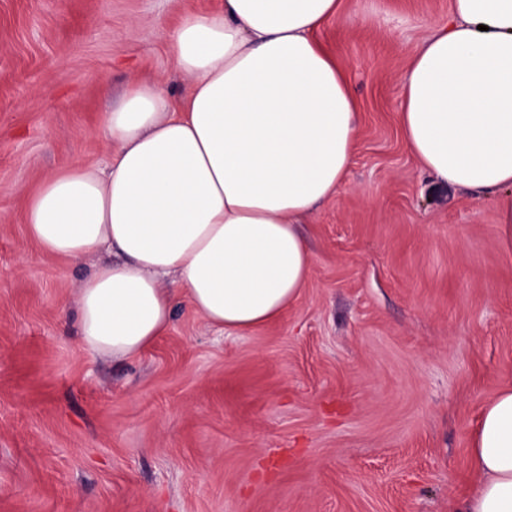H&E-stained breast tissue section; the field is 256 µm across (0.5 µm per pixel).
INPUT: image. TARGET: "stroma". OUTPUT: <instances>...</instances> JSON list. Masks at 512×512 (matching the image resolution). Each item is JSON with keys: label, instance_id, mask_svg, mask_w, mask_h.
I'll return each instance as SVG.
<instances>
[{"label": "stroma", "instance_id": "stroma-1", "mask_svg": "<svg viewBox=\"0 0 512 512\" xmlns=\"http://www.w3.org/2000/svg\"><path fill=\"white\" fill-rule=\"evenodd\" d=\"M222 0H0V512H458L469 438L512 385V250L495 196L406 148L399 74L450 0H343L318 39L348 72L357 148L302 220L299 301L223 334L184 303L137 357L93 358L75 304L98 258L24 221L55 171L109 160L126 87L175 98L169 33Z\"/></svg>", "mask_w": 512, "mask_h": 512}]
</instances>
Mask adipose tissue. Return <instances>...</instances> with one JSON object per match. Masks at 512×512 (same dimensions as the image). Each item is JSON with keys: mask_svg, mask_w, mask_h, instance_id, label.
Here are the masks:
<instances>
[{"mask_svg": "<svg viewBox=\"0 0 512 512\" xmlns=\"http://www.w3.org/2000/svg\"><path fill=\"white\" fill-rule=\"evenodd\" d=\"M342 0H224L170 34L182 103L130 85L106 116L105 170L48 175L25 222L48 254H115L78 291L81 344L137 356L181 293L228 333L277 319L311 273L301 219L339 191L356 148L350 83L315 32ZM403 140L434 178L497 197L512 245V0H451L400 76ZM480 476L462 512H512V387L471 434Z\"/></svg>", "mask_w": 512, "mask_h": 512, "instance_id": "ef3b65f1", "label": "adipose tissue"}]
</instances>
